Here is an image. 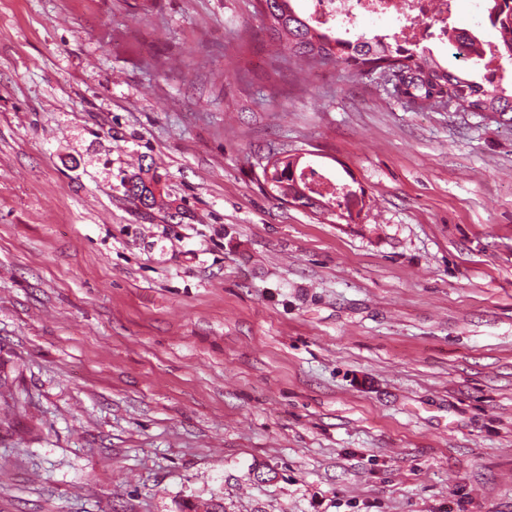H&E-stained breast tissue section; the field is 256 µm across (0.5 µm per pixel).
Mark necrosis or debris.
<instances>
[{"instance_id":"necrosis-or-debris-1","label":"necrosis or debris","mask_w":512,"mask_h":512,"mask_svg":"<svg viewBox=\"0 0 512 512\" xmlns=\"http://www.w3.org/2000/svg\"><path fill=\"white\" fill-rule=\"evenodd\" d=\"M315 27L354 34L363 18L387 20L388 39L407 45L438 44L458 49L464 65L480 67L490 78L499 75V46L496 39L484 40L480 55L469 51L472 34L455 26L458 0H308Z\"/></svg>"}]
</instances>
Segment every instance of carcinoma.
<instances>
[{
  "label": "carcinoma",
  "mask_w": 512,
  "mask_h": 512,
  "mask_svg": "<svg viewBox=\"0 0 512 512\" xmlns=\"http://www.w3.org/2000/svg\"><path fill=\"white\" fill-rule=\"evenodd\" d=\"M296 0H258L254 15L259 28L277 47L272 70L279 73L293 64L313 67L345 64L358 74L387 69L396 78V91L422 110L442 104L444 98L455 99V109L474 112L499 125L512 127V79L500 74L494 82L475 79L474 69L451 70L436 61L424 47H404L384 43L364 35L345 40L332 32L313 26L311 19L301 16ZM490 26L500 38L501 58L512 62V0H490ZM294 156L272 159L262 170L263 179L271 181L278 195L291 196L301 205L315 210L325 209L328 200L310 188L304 168L292 167ZM310 193H305V189Z\"/></svg>",
  "instance_id": "carcinoma-1"
}]
</instances>
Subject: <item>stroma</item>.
Wrapping results in <instances>:
<instances>
[{"instance_id": "stroma-1", "label": "stroma", "mask_w": 512, "mask_h": 512, "mask_svg": "<svg viewBox=\"0 0 512 512\" xmlns=\"http://www.w3.org/2000/svg\"><path fill=\"white\" fill-rule=\"evenodd\" d=\"M253 4L0 0V512H512V128L272 75ZM293 159V155H287L283 158L275 159L271 163V167L268 170L269 173H267L266 168H262L264 183L270 180V186H272V189L277 192V195L283 197L291 196L294 201H298L302 206L311 207L315 210H324L326 204H328L330 200L336 201V199H340L333 194L324 196L319 191L314 190L310 186L309 181L305 178V167H300L298 163L295 171L292 170L291 166ZM266 186L269 187L268 184H266ZM306 188L309 189L311 194L306 195ZM315 195L319 197H316ZM327 196H329V199L324 200L323 198H326ZM312 198L321 202L322 205H317L315 202H312Z\"/></svg>"}]
</instances>
